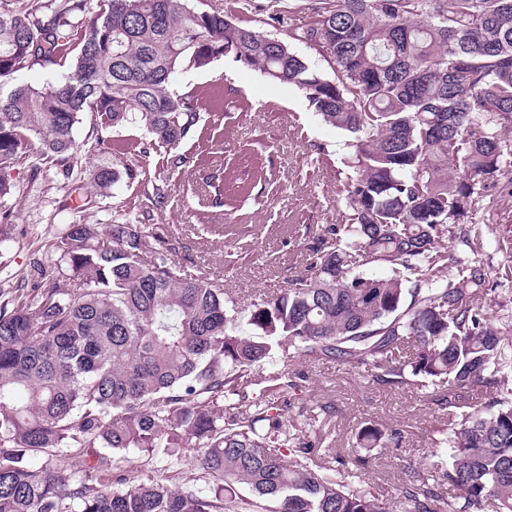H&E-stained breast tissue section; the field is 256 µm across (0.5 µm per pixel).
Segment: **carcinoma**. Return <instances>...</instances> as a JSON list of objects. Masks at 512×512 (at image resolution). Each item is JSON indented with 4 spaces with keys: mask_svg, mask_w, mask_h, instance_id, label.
<instances>
[{
    "mask_svg": "<svg viewBox=\"0 0 512 512\" xmlns=\"http://www.w3.org/2000/svg\"><path fill=\"white\" fill-rule=\"evenodd\" d=\"M288 41L193 0H28L0 12V171L32 147L66 162L74 127L137 123L179 148L199 95L183 69L226 56L301 91L353 138L348 223L308 273L248 303L176 263L159 226L60 225L51 278L0 302V512H512V336L479 304L481 270L448 259L474 198L512 166V0H274ZM301 44L330 72L292 48ZM120 171H89L105 193ZM456 264L448 275L446 261ZM376 265L380 277L357 268ZM275 368L265 370L271 354ZM302 359L428 391L448 416L389 501L360 479L406 430L360 429L348 460L307 422ZM194 452L215 479L129 480L128 454ZM65 68H41L36 66L31 70H24L15 74L11 79V84H31L34 86H42L47 82L57 79Z\"/></svg>",
    "mask_w": 512,
    "mask_h": 512,
    "instance_id": "cac0c4a2",
    "label": "carcinoma"
}]
</instances>
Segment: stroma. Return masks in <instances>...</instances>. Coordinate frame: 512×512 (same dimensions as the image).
<instances>
[{
  "label": "stroma",
  "mask_w": 512,
  "mask_h": 512,
  "mask_svg": "<svg viewBox=\"0 0 512 512\" xmlns=\"http://www.w3.org/2000/svg\"><path fill=\"white\" fill-rule=\"evenodd\" d=\"M173 88L205 94L200 120L179 148L181 167L171 168L164 150L149 149L150 137L141 127L101 130L85 117L75 128L72 174L34 150L7 171L15 234L0 291L14 290L21 281L35 283L38 264L53 254L59 225L108 224L116 217L166 227L179 243L174 258L185 272L223 279L243 301L281 292L305 274L325 227L345 223L349 214L344 171L354 152L351 137L321 121L301 92L229 56L205 70H181ZM101 165L128 166L136 176L121 178L107 195H94L87 189L88 173ZM160 176L167 180L168 196L146 206L144 187ZM511 183L509 170L491 189L492 203L476 205L475 247L448 240L449 255L481 269L489 286L485 312L509 331L512 253L500 251L498 237L501 225L512 224ZM295 368L307 377L311 401L334 404V414L318 426L342 455L356 454L358 432L367 424L408 430L400 447L376 449L365 470L383 489L401 483L404 460L428 455V429L440 423L441 414L425 391L386 388L333 363L299 362Z\"/></svg>",
  "instance_id": "1"
}]
</instances>
